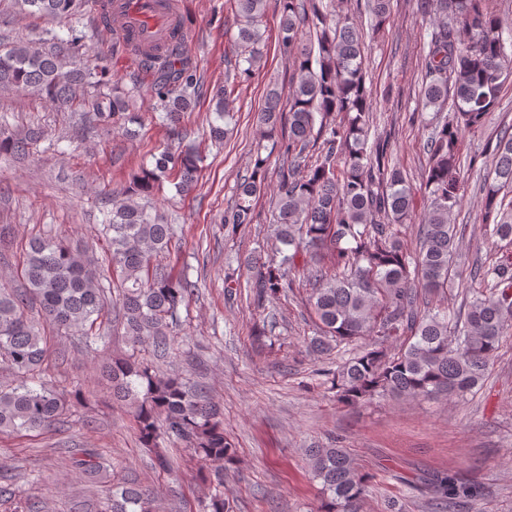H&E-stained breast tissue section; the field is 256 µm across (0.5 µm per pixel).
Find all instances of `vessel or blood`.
I'll list each match as a JSON object with an SVG mask.
<instances>
[{"mask_svg": "<svg viewBox=\"0 0 512 512\" xmlns=\"http://www.w3.org/2000/svg\"><path fill=\"white\" fill-rule=\"evenodd\" d=\"M114 32L142 48L163 50L177 19L172 0H112Z\"/></svg>", "mask_w": 512, "mask_h": 512, "instance_id": "obj_1", "label": "vessel or blood"}]
</instances>
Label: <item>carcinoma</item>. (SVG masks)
Returning <instances> with one entry per match:
<instances>
[{"label":"carcinoma","mask_w":512,"mask_h":512,"mask_svg":"<svg viewBox=\"0 0 512 512\" xmlns=\"http://www.w3.org/2000/svg\"><path fill=\"white\" fill-rule=\"evenodd\" d=\"M30 14L68 25V38L55 35L0 45V89H33L60 108H78L88 123L133 134L143 125L133 103L142 74L153 76L151 111L161 113L173 134L191 108L202 81L183 63L186 40L175 38L166 59L136 57L132 86L101 90L105 70L81 62L86 33L80 20L89 0H15ZM238 32L235 60H225L224 85L213 92L217 119L229 112L237 86L259 69L266 52L261 26L269 0H228ZM390 0H366L371 30L386 20ZM278 51L292 64L288 92H266L257 123L267 138L282 140V165L274 193V222L282 255L278 267L253 283L257 299L295 288L292 271L311 282L308 303L321 335L311 339L322 352L330 343L368 340L372 348L328 371L339 402L357 405L375 397L459 398L484 379L489 362L512 329V262L476 268L469 277L483 288L473 294L459 320L431 307L445 292L454 269L456 242L451 216L461 201L458 145L475 133L497 105L502 79L512 74V28L504 26L494 0H420L431 31L423 58V110L448 120L435 124L426 140L422 181L428 203L419 229L418 254L404 249L394 226L413 214V195L400 167L392 162L391 136L371 134V96L362 71V27L336 17L323 0H278ZM91 89L82 96L81 89ZM42 132L11 135L0 130V152L29 153ZM492 174L482 186L484 219L492 234L512 241V127L487 143ZM153 163L135 171L129 184L112 191V208L102 233L110 251L112 280L122 326L136 351L103 367L112 401L132 409L140 443L165 470L171 460L163 444L176 441L198 465L210 492L202 512H233L224 498V474L234 467L237 449L224 437L217 405L196 386L159 369L177 335L180 307L196 284L156 263L169 251L174 225L150 206L164 179L186 195L197 180L202 156L196 147L165 148ZM267 159L257 156L239 177L237 200L226 224H250L253 200L265 189ZM25 286L0 289V369L10 383L0 388V433L50 431L62 421L65 403L53 386L35 381L46 355L40 323L26 309L33 304L58 332H81L87 354L97 357L105 343L106 296L91 259L51 237H34L20 269ZM313 480L320 485L316 512H361L370 476L356 468L343 448L331 444L306 450ZM72 470L98 475L106 470L97 455L71 454ZM441 505L456 507L468 495L452 475L432 482ZM110 512H159L155 496L117 472L108 485Z\"/></svg>","instance_id":"cac0c4a2"}]
</instances>
